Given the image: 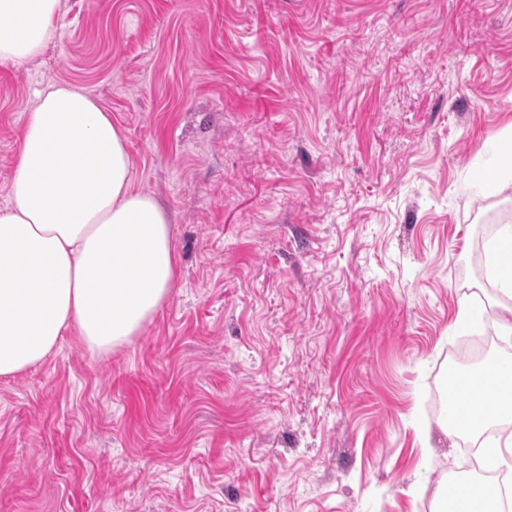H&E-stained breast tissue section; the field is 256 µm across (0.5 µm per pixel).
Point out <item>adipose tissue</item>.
<instances>
[{"instance_id": "obj_1", "label": "adipose tissue", "mask_w": 512, "mask_h": 512, "mask_svg": "<svg viewBox=\"0 0 512 512\" xmlns=\"http://www.w3.org/2000/svg\"><path fill=\"white\" fill-rule=\"evenodd\" d=\"M60 19V0H0V62L39 56ZM11 203L0 210V377L38 364L75 332L100 353L138 335L170 297L175 255L165 210L135 190L126 138L89 94L70 85L40 91L18 148ZM485 388L492 412L462 399L457 421L474 434L507 431L484 444L486 467L512 469V361ZM454 512H502L483 480L439 484Z\"/></svg>"}]
</instances>
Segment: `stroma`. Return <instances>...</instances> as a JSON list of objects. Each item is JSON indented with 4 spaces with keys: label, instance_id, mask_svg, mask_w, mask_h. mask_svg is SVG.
<instances>
[{
    "label": "stroma",
    "instance_id": "stroma-1",
    "mask_svg": "<svg viewBox=\"0 0 512 512\" xmlns=\"http://www.w3.org/2000/svg\"><path fill=\"white\" fill-rule=\"evenodd\" d=\"M53 83L121 127L178 274L112 353L70 332L0 379V512H434L475 477L435 402L468 337L512 358V181L482 187L512 163V0H61L0 63V209ZM493 264L500 292L512 299V226L506 228L493 253Z\"/></svg>",
    "mask_w": 512,
    "mask_h": 512
}]
</instances>
